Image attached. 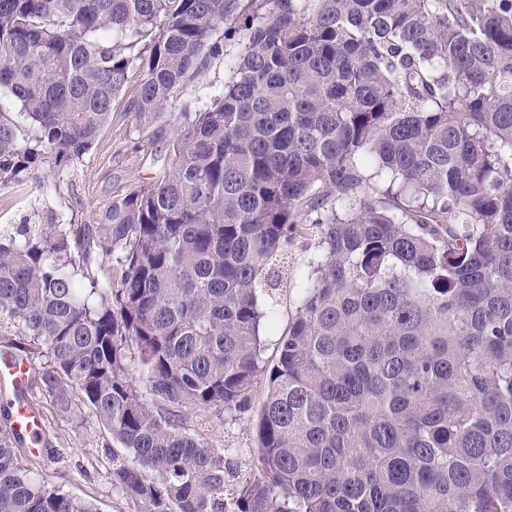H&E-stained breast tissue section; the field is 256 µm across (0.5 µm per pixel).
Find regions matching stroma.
Instances as JSON below:
<instances>
[{
  "label": "stroma",
  "instance_id": "1",
  "mask_svg": "<svg viewBox=\"0 0 512 512\" xmlns=\"http://www.w3.org/2000/svg\"><path fill=\"white\" fill-rule=\"evenodd\" d=\"M228 58L208 60L179 91L176 99L156 124L140 128L124 110V99L114 104L112 118L102 130L97 146L74 171L47 173L41 190L30 185L0 189V225L44 224L51 218L94 223L113 197L131 192L153 181L171 166L173 156L168 141L180 122L184 104L195 106L220 93L228 75ZM317 242L306 236L288 248L287 265L282 270L277 326L285 328L295 316L298 296L295 281L317 254ZM45 419L43 449L31 454L26 443L18 448L25 465L44 478L62 484L71 495L91 501L98 512H134L133 504L113 490L108 479L112 453L108 434L94 419L75 426L70 416L57 411L36 391L26 394ZM265 399L264 383H257L247 411L225 416L224 445L257 455L256 418Z\"/></svg>",
  "mask_w": 512,
  "mask_h": 512
}]
</instances>
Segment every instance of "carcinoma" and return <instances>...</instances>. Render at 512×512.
<instances>
[{"instance_id":"1","label":"carcinoma","mask_w":512,"mask_h":512,"mask_svg":"<svg viewBox=\"0 0 512 512\" xmlns=\"http://www.w3.org/2000/svg\"><path fill=\"white\" fill-rule=\"evenodd\" d=\"M231 40L162 177L94 224L0 226V333L108 433L135 512H512V0H0V188L76 169L138 70L125 112L157 123ZM263 377L242 477L190 420ZM19 442L0 512H96ZM317 241L310 236L300 237L288 248V263L282 270L280 285V304L277 310V327L279 330L288 326V321L295 316L298 307V296L295 281L298 273L305 269L310 259L317 254Z\"/></svg>"}]
</instances>
